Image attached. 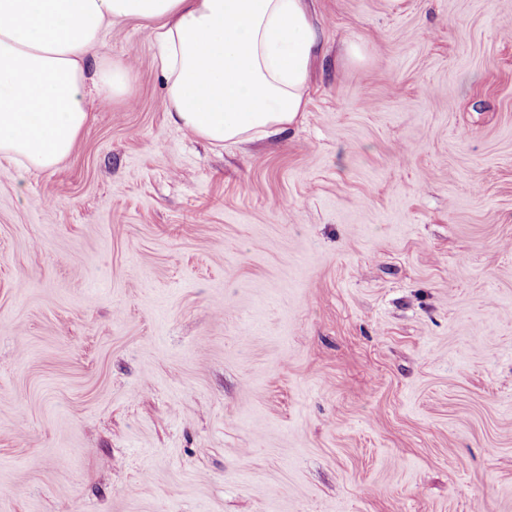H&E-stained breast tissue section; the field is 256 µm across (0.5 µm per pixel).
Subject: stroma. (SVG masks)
<instances>
[{"mask_svg":"<svg viewBox=\"0 0 512 512\" xmlns=\"http://www.w3.org/2000/svg\"><path fill=\"white\" fill-rule=\"evenodd\" d=\"M283 135L169 123L148 24L0 160V512H512V0H312Z\"/></svg>","mask_w":512,"mask_h":512,"instance_id":"1","label":"stroma"}]
</instances>
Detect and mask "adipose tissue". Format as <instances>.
Returning a JSON list of instances; mask_svg holds the SVG:
<instances>
[{
    "label": "adipose tissue",
    "mask_w": 512,
    "mask_h": 512,
    "mask_svg": "<svg viewBox=\"0 0 512 512\" xmlns=\"http://www.w3.org/2000/svg\"><path fill=\"white\" fill-rule=\"evenodd\" d=\"M153 23L169 121L221 147L279 135L302 116L319 32L308 0H0V159L55 168L87 98L127 94L100 55L115 22Z\"/></svg>",
    "instance_id": "obj_1"
}]
</instances>
